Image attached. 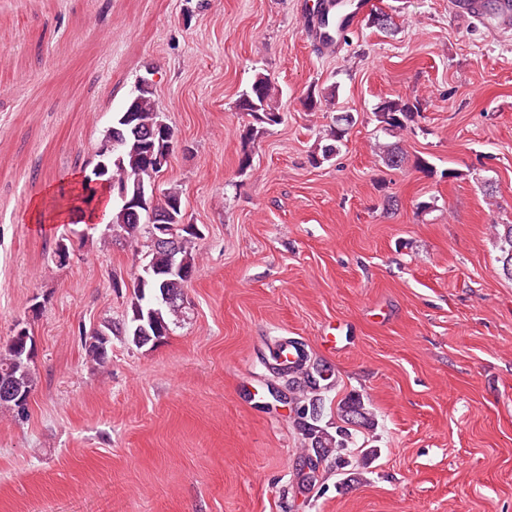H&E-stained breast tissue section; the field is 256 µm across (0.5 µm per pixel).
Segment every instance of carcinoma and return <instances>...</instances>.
I'll return each mask as SVG.
<instances>
[{"label":"carcinoma","mask_w":512,"mask_h":512,"mask_svg":"<svg viewBox=\"0 0 512 512\" xmlns=\"http://www.w3.org/2000/svg\"><path fill=\"white\" fill-rule=\"evenodd\" d=\"M275 86L265 76H258L251 87L243 92L237 102L238 110L269 126L281 122V114L274 105ZM127 103L112 119V126L107 129L104 143L116 141L112 151L104 154L97 150L95 163L110 164L112 186H124L127 196L140 192L149 205L137 209L126 204L119 196H113L112 218L107 231L121 235L131 241L137 239L142 225L148 226V250L142 258L140 277L133 282L130 310L123 322L107 326L95 334L104 345L111 343L110 335L117 333L126 337L139 347L148 345L146 337L168 335L171 326L176 324L183 313L185 288L191 276L197 272L195 253L198 234L183 227L181 192L169 188L153 194V186L158 174L150 166L148 157L151 151V138L144 130L155 128L163 120L156 88L149 83H140L131 92ZM419 116L417 105L403 98L385 99L376 107L375 117L382 130L401 132L411 128ZM353 124V117L344 113L335 118L327 134L330 143L321 147V153L313 156L318 165L330 159L336 153L337 144L344 140L348 127ZM383 159L393 168L400 169L406 161V154L399 144L383 147ZM169 209L176 217L171 224L175 232L176 250L160 244L156 239L157 226L150 221V212L156 209ZM181 265L184 273L172 271L175 265ZM20 337H11L5 348L0 350V376L11 379L17 391L30 393L33 390V378L30 361L26 357ZM341 419L346 424L359 425L365 420L361 403L350 400L339 407ZM312 447L326 454L331 448H343L348 437L347 428L336 429V437L324 435L314 423L308 425Z\"/></svg>","instance_id":"carcinoma-1"}]
</instances>
